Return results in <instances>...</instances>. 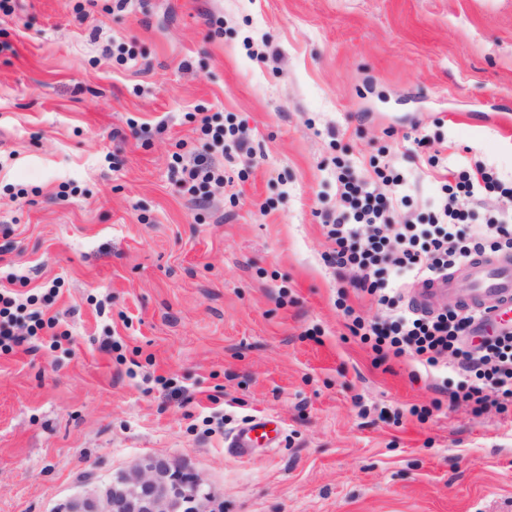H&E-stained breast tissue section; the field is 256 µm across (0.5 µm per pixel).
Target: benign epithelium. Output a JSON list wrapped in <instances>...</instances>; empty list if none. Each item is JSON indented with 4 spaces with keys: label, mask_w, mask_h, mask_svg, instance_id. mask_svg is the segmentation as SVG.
<instances>
[{
    "label": "benign epithelium",
    "mask_w": 512,
    "mask_h": 512,
    "mask_svg": "<svg viewBox=\"0 0 512 512\" xmlns=\"http://www.w3.org/2000/svg\"><path fill=\"white\" fill-rule=\"evenodd\" d=\"M138 473L116 477L101 497L77 499L66 512H201L207 493L200 477L153 458L145 459Z\"/></svg>",
    "instance_id": "benign-epithelium-1"
}]
</instances>
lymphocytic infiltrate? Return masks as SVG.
Listing matches in <instances>:
<instances>
[{
    "instance_id": "1",
    "label": "lymphocytic infiltrate",
    "mask_w": 512,
    "mask_h": 512,
    "mask_svg": "<svg viewBox=\"0 0 512 512\" xmlns=\"http://www.w3.org/2000/svg\"><path fill=\"white\" fill-rule=\"evenodd\" d=\"M198 130L208 152L175 154L171 171L201 207L207 187L224 181L221 159L247 150L250 138L245 125H228L215 115L201 116ZM408 198L407 182L391 163L374 165L367 175L348 162L336 164V203L323 216L330 243L323 259L340 271L358 270L353 288L388 309L385 318L367 319L345 306L347 326L380 357L407 355L430 371L454 366L461 381L450 401L471 402L478 414L490 406L507 409L512 405V335L466 345L474 314L460 307L416 314L404 300L403 287L447 272L475 254L512 252V178L476 160L450 171L426 219L406 212ZM16 280L10 273L0 282L3 352L28 345L38 330L58 323L44 313L58 295L52 287L42 308L32 311L26 333L14 332L17 312L24 307Z\"/></svg>"
}]
</instances>
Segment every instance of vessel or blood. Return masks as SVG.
I'll return each instance as SVG.
<instances>
[{
	"instance_id": "1",
	"label": "vessel or blood",
	"mask_w": 512,
	"mask_h": 512,
	"mask_svg": "<svg viewBox=\"0 0 512 512\" xmlns=\"http://www.w3.org/2000/svg\"><path fill=\"white\" fill-rule=\"evenodd\" d=\"M468 278V292L463 301L466 310L479 316L478 328L485 336L512 334V253L476 256L461 266ZM455 273L437 277L414 290L409 303L418 312L433 311L455 289ZM281 427L265 418L241 428L231 441L236 452L278 443Z\"/></svg>"
}]
</instances>
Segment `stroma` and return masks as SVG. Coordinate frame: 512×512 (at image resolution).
<instances>
[{"instance_id":"35a3bbf8","label":"stroma","mask_w":512,"mask_h":512,"mask_svg":"<svg viewBox=\"0 0 512 512\" xmlns=\"http://www.w3.org/2000/svg\"><path fill=\"white\" fill-rule=\"evenodd\" d=\"M77 3L0 13V274L58 286L70 333L0 351V512H60L149 457L200 476L204 512H512V409L474 415L455 369L352 336L318 216L336 156L393 149L422 216L428 156L512 174V0ZM203 112L255 151L206 210L170 171ZM260 417L277 447L236 454Z\"/></svg>"}]
</instances>
